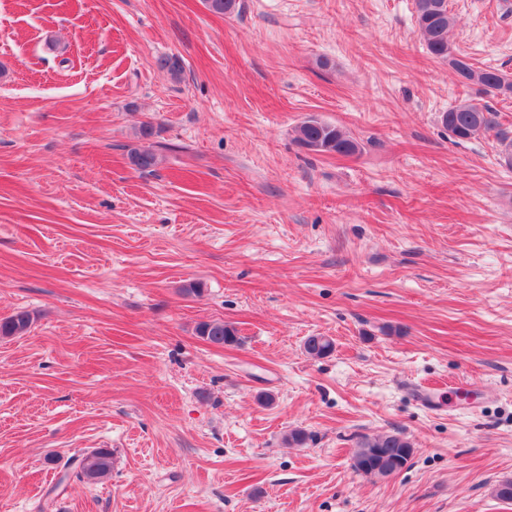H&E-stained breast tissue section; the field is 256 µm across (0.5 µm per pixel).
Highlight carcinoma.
<instances>
[{
    "label": "carcinoma",
    "mask_w": 512,
    "mask_h": 512,
    "mask_svg": "<svg viewBox=\"0 0 512 512\" xmlns=\"http://www.w3.org/2000/svg\"><path fill=\"white\" fill-rule=\"evenodd\" d=\"M416 22L427 51L435 58L448 62L464 85H476L479 91L490 96L512 95V75L497 69H476L454 53L448 41L453 17L448 11V0H417ZM441 123L455 137L472 139L496 131L502 145L504 162L512 165V137L497 131L495 112L486 105L470 100L461 101L440 116ZM297 140L316 153L352 155L358 144L340 127L317 119L303 121L296 129ZM130 163L139 171L151 172L158 165L159 153L155 146L129 149ZM32 318L26 311H18L0 319V337L10 338L25 334ZM196 333L203 340L218 345L238 341L237 330L222 321H204L197 325ZM334 349L333 341L326 336L312 335L305 339L304 350L313 358H323ZM413 445L399 432H389L375 437L359 438L352 456L355 472L369 473L381 463L404 465L409 463ZM76 475L90 483H99L112 472V450L94 448L75 459Z\"/></svg>",
    "instance_id": "obj_1"
}]
</instances>
